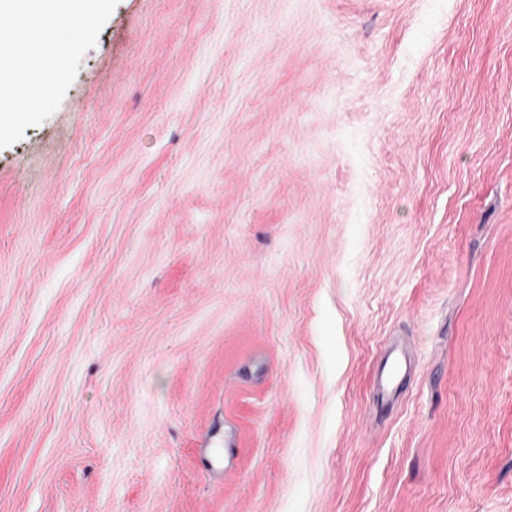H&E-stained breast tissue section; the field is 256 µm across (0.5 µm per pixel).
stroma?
<instances>
[{"label":"stroma","mask_w":512,"mask_h":512,"mask_svg":"<svg viewBox=\"0 0 512 512\" xmlns=\"http://www.w3.org/2000/svg\"><path fill=\"white\" fill-rule=\"evenodd\" d=\"M0 512H512V0H118L0 149Z\"/></svg>","instance_id":"obj_1"}]
</instances>
